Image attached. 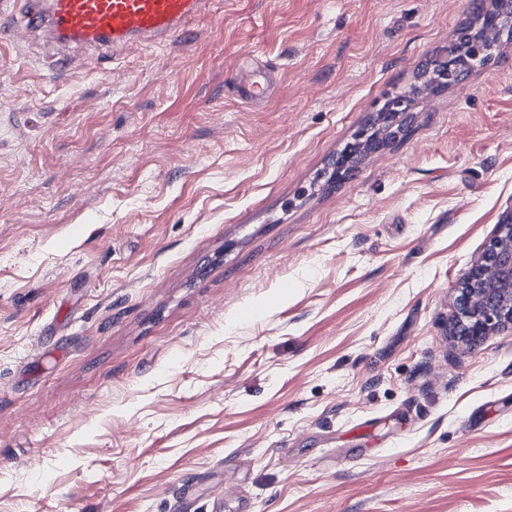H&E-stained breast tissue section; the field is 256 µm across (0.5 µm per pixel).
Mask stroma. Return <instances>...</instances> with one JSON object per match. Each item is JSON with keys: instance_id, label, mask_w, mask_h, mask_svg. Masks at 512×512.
Here are the masks:
<instances>
[{"instance_id": "35a3bbf8", "label": "stroma", "mask_w": 512, "mask_h": 512, "mask_svg": "<svg viewBox=\"0 0 512 512\" xmlns=\"http://www.w3.org/2000/svg\"><path fill=\"white\" fill-rule=\"evenodd\" d=\"M492 8L212 0L59 79L0 38V512H512V330L448 322L512 213V38L419 88ZM491 31L484 26V22L480 26L474 28L472 23L461 25L457 32L454 42V49L457 52L458 67L452 71L440 69L438 71H429L426 68L422 72V76L427 77L423 82L425 89L434 90L449 86L453 81L458 80L461 76H466L473 66L485 65L490 57V53H483L479 58L476 57V47H489L492 46V41L488 36Z\"/></svg>"}]
</instances>
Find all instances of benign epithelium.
<instances>
[{"label":"benign epithelium","instance_id":"7a95c632","mask_svg":"<svg viewBox=\"0 0 512 512\" xmlns=\"http://www.w3.org/2000/svg\"><path fill=\"white\" fill-rule=\"evenodd\" d=\"M455 291L451 324L460 344L473 347L494 331L512 329V213L497 225L480 261Z\"/></svg>","mask_w":512,"mask_h":512}]
</instances>
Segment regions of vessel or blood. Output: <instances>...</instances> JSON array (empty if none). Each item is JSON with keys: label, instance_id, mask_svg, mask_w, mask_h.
I'll use <instances>...</instances> for the list:
<instances>
[{"label": "vessel or blood", "instance_id": "1", "mask_svg": "<svg viewBox=\"0 0 512 512\" xmlns=\"http://www.w3.org/2000/svg\"><path fill=\"white\" fill-rule=\"evenodd\" d=\"M10 31L51 50L47 68L61 75L89 59L109 61L133 43L162 44L205 11L209 0H6Z\"/></svg>", "mask_w": 512, "mask_h": 512}]
</instances>
